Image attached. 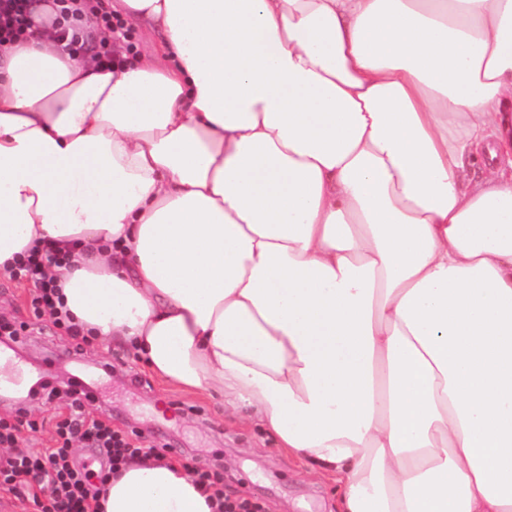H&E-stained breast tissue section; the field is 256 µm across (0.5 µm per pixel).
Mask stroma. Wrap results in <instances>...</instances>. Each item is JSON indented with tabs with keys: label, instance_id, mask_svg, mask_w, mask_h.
<instances>
[{
	"label": "stroma",
	"instance_id": "1",
	"mask_svg": "<svg viewBox=\"0 0 512 512\" xmlns=\"http://www.w3.org/2000/svg\"><path fill=\"white\" fill-rule=\"evenodd\" d=\"M0 319L28 324L10 345L13 358L57 389L45 403L0 398V417L23 415L39 424L38 432H23V450L52 446L56 419L70 399L68 384L84 370L96 382L95 413L137 441L167 447L168 460L189 459L219 472L226 494L258 501L263 512H336L332 480L307 475L298 459L279 452L254 424L226 412L220 400L167 388L129 348L95 340L79 345L55 331L50 316H35L29 284L0 275Z\"/></svg>",
	"mask_w": 512,
	"mask_h": 512
}]
</instances>
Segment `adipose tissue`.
I'll list each match as a JSON object with an SVG mask.
<instances>
[{
  "mask_svg": "<svg viewBox=\"0 0 512 512\" xmlns=\"http://www.w3.org/2000/svg\"><path fill=\"white\" fill-rule=\"evenodd\" d=\"M52 2L0 43V271L53 244L73 323L338 512H512V0H107L162 35L112 69ZM100 504L217 512L152 457ZM61 41H65V47L72 54H81L88 51V43L83 35L79 24L71 23L62 28L60 33Z\"/></svg>",
  "mask_w": 512,
  "mask_h": 512,
  "instance_id": "adipose-tissue-1",
  "label": "adipose tissue"
}]
</instances>
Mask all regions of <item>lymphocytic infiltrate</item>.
I'll return each mask as SVG.
<instances>
[{"label": "lymphocytic infiltrate", "instance_id": "lymphocytic-infiltrate-1", "mask_svg": "<svg viewBox=\"0 0 512 512\" xmlns=\"http://www.w3.org/2000/svg\"><path fill=\"white\" fill-rule=\"evenodd\" d=\"M59 261L52 248L37 250L20 258L11 276L32 284L35 314H49L57 329L76 338L81 330L56 309L57 285L46 273ZM19 432L17 424L0 420V447L10 451L9 456L0 458V488L35 502L38 512H98L102 484L110 472L141 452L140 446L114 430L110 421L94 415L81 395L72 397L68 416L56 423L55 447L37 453L15 452ZM77 442L98 449L105 469L97 472L76 464L72 450Z\"/></svg>", "mask_w": 512, "mask_h": 512}]
</instances>
